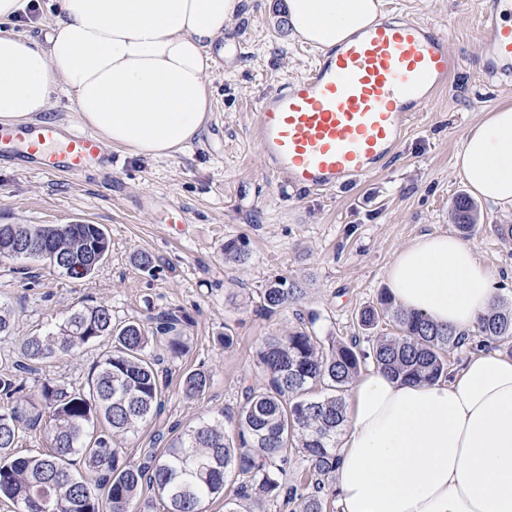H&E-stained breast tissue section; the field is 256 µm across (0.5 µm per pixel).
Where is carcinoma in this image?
<instances>
[{
  "mask_svg": "<svg viewBox=\"0 0 512 512\" xmlns=\"http://www.w3.org/2000/svg\"><path fill=\"white\" fill-rule=\"evenodd\" d=\"M476 205L462 196L455 202L459 229L475 226ZM109 250L99 224H0V258L40 259L69 279L95 273ZM248 258L245 244L224 241V262ZM298 285L276 280L260 292V310L274 312L295 299ZM391 319L397 334L376 337L372 349L349 341H324L316 319L288 334L267 340L257 352L268 385L243 388L237 414L202 416L171 437L160 453L139 460L126 456L122 440L159 417L166 385L153 341L163 342L167 357L187 348L188 316L180 307L160 310L146 320L118 321L112 306L98 304L71 312L61 323L21 340L19 359L0 370V498L14 512H134L149 493L162 512H206L205 504L224 499V512H242L238 498L224 496L226 477L240 479L239 498L251 500L247 512H265V502L282 499L303 504V512H325L328 487L335 480L336 433L344 424L345 392L361 366L373 361L394 378L435 381L448 372V350L461 348L470 332L439 327L426 317L406 313L383 294L364 308L359 323L372 329ZM11 308L0 304V337L14 333ZM482 342L512 353V300L501 298L477 327ZM111 342L86 384L65 386L39 377L36 397L24 395L30 376L59 355L85 345ZM212 375L195 369L183 376L188 398L205 394ZM321 387L314 399L309 393ZM233 430L224 429V421ZM43 428L49 449L34 456L16 452L27 432ZM302 456L308 479L288 485L283 476L289 454Z\"/></svg>",
  "mask_w": 512,
  "mask_h": 512,
  "instance_id": "carcinoma-1",
  "label": "carcinoma"
}]
</instances>
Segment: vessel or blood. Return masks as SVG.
<instances>
[{"label":"vessel or blood","instance_id":"obj_1","mask_svg":"<svg viewBox=\"0 0 512 512\" xmlns=\"http://www.w3.org/2000/svg\"><path fill=\"white\" fill-rule=\"evenodd\" d=\"M487 69L512 72V26L489 0ZM460 66L448 36L419 21L371 25L265 95L255 140L264 167L301 192L348 187L383 170L404 134ZM111 163L92 133L48 121L0 125V163L42 175H82Z\"/></svg>","mask_w":512,"mask_h":512}]
</instances>
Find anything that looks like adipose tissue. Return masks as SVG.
Masks as SVG:
<instances>
[{
  "instance_id": "adipose-tissue-1",
  "label": "adipose tissue",
  "mask_w": 512,
  "mask_h": 512,
  "mask_svg": "<svg viewBox=\"0 0 512 512\" xmlns=\"http://www.w3.org/2000/svg\"><path fill=\"white\" fill-rule=\"evenodd\" d=\"M244 0H58L44 41L4 31L29 0H0V123L47 115L68 95L105 143L146 158L197 141L209 119L210 54ZM291 39L323 51L382 18L379 0H284ZM455 170L512 208V103L472 124ZM394 303L440 327L477 326L497 300L472 245L425 235L384 273ZM336 449L341 512H512V357L472 353L433 382L377 367L349 388Z\"/></svg>"
}]
</instances>
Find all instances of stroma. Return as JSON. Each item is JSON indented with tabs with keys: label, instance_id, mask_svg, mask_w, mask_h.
I'll return each instance as SVG.
<instances>
[{
	"label": "stroma",
	"instance_id": "1",
	"mask_svg": "<svg viewBox=\"0 0 512 512\" xmlns=\"http://www.w3.org/2000/svg\"><path fill=\"white\" fill-rule=\"evenodd\" d=\"M282 0H247L224 30L244 45L228 53L210 76L212 112L200 140L171 158L131 156L118 149L112 173L90 170L81 178L33 175L0 164V224H100L110 250L91 277L73 280L48 265L0 260V303L12 307L14 334L0 339V366L16 357L22 336L88 304L111 305L119 319L144 318L148 309L183 308L191 323L188 350L166 360L161 416L122 442L139 458L210 410L233 413L245 386L266 376L256 351L285 335L300 319L315 318L324 339L359 338L369 345L391 325L366 330L359 312L386 290L384 270L394 256L426 234H458L452 210L468 189L454 169L469 125L499 104L512 102V80L486 77L480 26L483 0H382L399 12L449 32L460 68L447 88L419 114L384 171L329 192L300 193L279 185L262 166L253 138L259 100L303 74L317 56L290 40ZM474 230L465 239L512 298V241L495 225L512 224V208L478 201ZM248 250L245 263L224 260V242ZM155 256L143 272L137 254ZM276 279L297 282L288 307L264 313L259 293ZM231 333L232 346L222 336ZM90 344L48 362L43 371L59 383L80 385L108 350ZM202 368L213 383L198 399L185 397L181 378Z\"/></svg>",
	"mask_w": 512,
	"mask_h": 512
}]
</instances>
